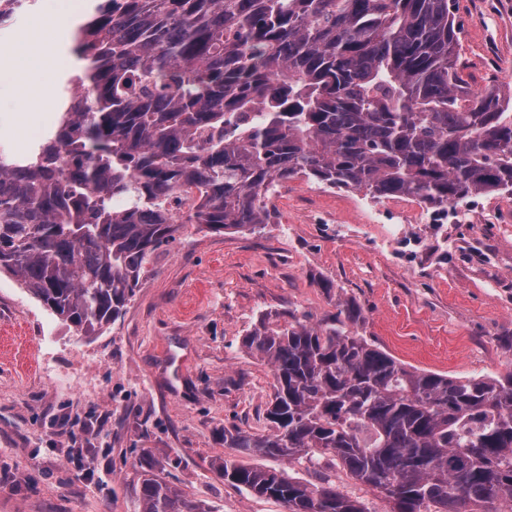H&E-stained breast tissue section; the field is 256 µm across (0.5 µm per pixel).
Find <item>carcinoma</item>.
<instances>
[{
    "label": "carcinoma",
    "instance_id": "cac0c4a2",
    "mask_svg": "<svg viewBox=\"0 0 512 512\" xmlns=\"http://www.w3.org/2000/svg\"><path fill=\"white\" fill-rule=\"evenodd\" d=\"M79 83L25 155L0 152V271L83 336L114 323L164 243L269 223L272 184L305 177L433 210L512 195V95L473 88L450 0H109L78 26ZM175 196L190 200L174 215ZM121 199L122 208L113 206ZM287 311L244 336L268 364L272 432L224 447L330 456L388 512L512 504V373L451 377ZM140 512H206L148 454ZM227 485L288 512H372L333 482L226 459Z\"/></svg>",
    "mask_w": 512,
    "mask_h": 512
}]
</instances>
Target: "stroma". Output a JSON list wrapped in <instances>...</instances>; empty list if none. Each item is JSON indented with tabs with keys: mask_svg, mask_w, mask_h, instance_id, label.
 <instances>
[{
	"mask_svg": "<svg viewBox=\"0 0 512 512\" xmlns=\"http://www.w3.org/2000/svg\"><path fill=\"white\" fill-rule=\"evenodd\" d=\"M40 0L0 42V58L43 19L41 38L71 44L76 21ZM462 60L474 87L512 93V0H454ZM56 109L26 111L0 93V150L27 153ZM269 224L255 233L187 226L162 245L121 320L77 334L0 272V512H139L141 452L207 512H288L224 483V432L270 430L271 368L242 341L261 315L312 320L350 301L353 330L406 365L449 376L512 372V195H477L470 224H420L411 201L405 236L365 220L386 208L346 188L280 183ZM332 281L334 293L322 283ZM69 419L73 434L59 430ZM66 448L92 450L105 485L88 486Z\"/></svg>",
	"mask_w": 512,
	"mask_h": 512,
	"instance_id": "1",
	"label": "stroma"
}]
</instances>
